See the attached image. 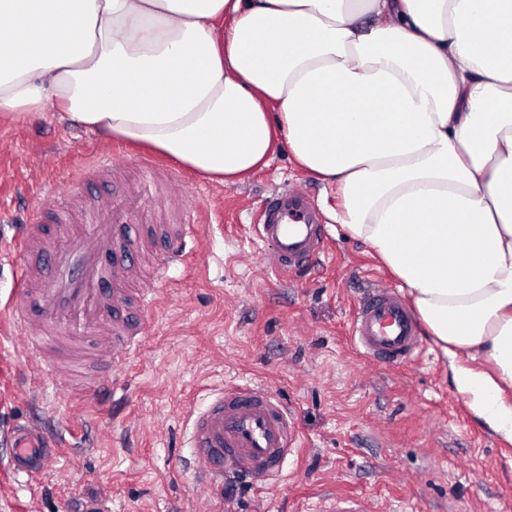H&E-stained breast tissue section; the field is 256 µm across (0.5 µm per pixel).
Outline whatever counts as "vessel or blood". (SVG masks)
Masks as SVG:
<instances>
[{
	"label": "vessel or blood",
	"instance_id": "vessel-or-blood-1",
	"mask_svg": "<svg viewBox=\"0 0 512 512\" xmlns=\"http://www.w3.org/2000/svg\"><path fill=\"white\" fill-rule=\"evenodd\" d=\"M115 157L100 156L72 176L70 193H80L89 180L109 176ZM135 187L102 205L86 209L81 221L71 210L34 207L14 242L16 286L7 309L15 328V344L25 363L48 365L63 379L60 396L85 380L94 397L114 393L109 374L86 379L89 361L110 366L127 363L143 341L142 326L126 319V308H148L164 286L160 270L186 262L203 236L199 224H148L139 240H129L125 225L144 197L156 193L157 181L176 184L180 175L155 159L140 158ZM258 231L275 241L269 264L278 274L299 273L323 250L322 228L308 198L288 193L272 198L262 211ZM51 235L53 248L46 264L27 263L26 255ZM166 238L156 249L157 238ZM350 345L376 364L400 366L420 349L417 321L393 289L378 288L360 301L350 325ZM190 443L200 490L209 496L224 492V478L233 475L251 484L278 476L287 456L295 454L298 433L288 406L260 384L222 390L202 411H189ZM14 470L30 476L44 472L58 450L41 432L19 429ZM314 512H370L359 498L328 493L318 497Z\"/></svg>",
	"mask_w": 512,
	"mask_h": 512
}]
</instances>
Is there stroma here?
Instances as JSON below:
<instances>
[{
    "label": "stroma",
    "mask_w": 512,
    "mask_h": 512,
    "mask_svg": "<svg viewBox=\"0 0 512 512\" xmlns=\"http://www.w3.org/2000/svg\"><path fill=\"white\" fill-rule=\"evenodd\" d=\"M105 147L127 163L88 185L94 198L136 180L142 147L60 120L51 98L39 115L0 119V209L13 214L0 220V322L15 284V220L47 204L46 187L67 200L70 176ZM182 175L174 193L204 236L142 315L145 343L129 368L113 372L125 393L118 410L80 385L57 398L47 367L11 386L14 351L0 337V512H310L325 492L366 498L377 512H512V444L475 420L432 338L403 367L370 365L352 350L359 301L400 286L371 247L328 220L317 261L290 280L271 273L276 249L256 234L257 215L291 191L323 209L325 185L284 147L238 185ZM242 381L287 403L300 452L274 481L240 480L233 496L209 498L181 446L184 415L217 385ZM21 427L60 444L52 470L12 475Z\"/></svg>",
    "instance_id": "obj_1"
}]
</instances>
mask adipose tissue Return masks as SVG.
<instances>
[{
  "label": "adipose tissue",
  "instance_id": "adipose-tissue-1",
  "mask_svg": "<svg viewBox=\"0 0 512 512\" xmlns=\"http://www.w3.org/2000/svg\"><path fill=\"white\" fill-rule=\"evenodd\" d=\"M0 118L41 112L224 185L279 146L407 288L512 444V0H0Z\"/></svg>",
  "mask_w": 512,
  "mask_h": 512
}]
</instances>
